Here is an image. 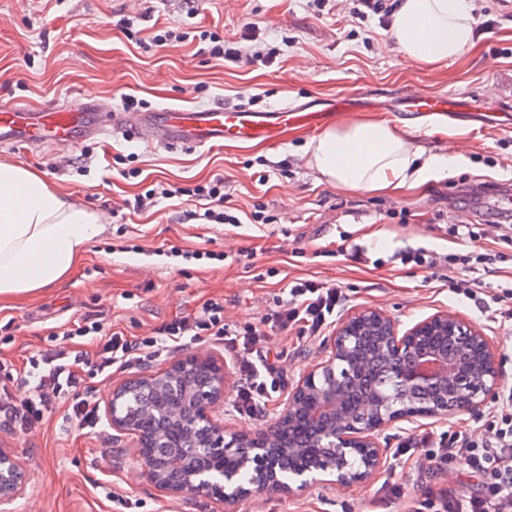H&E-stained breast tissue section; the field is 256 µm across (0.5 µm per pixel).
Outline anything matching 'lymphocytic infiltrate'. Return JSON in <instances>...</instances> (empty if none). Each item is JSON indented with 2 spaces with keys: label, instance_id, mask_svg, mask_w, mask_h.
Here are the masks:
<instances>
[{
  "label": "lymphocytic infiltrate",
  "instance_id": "lymphocytic-infiltrate-1",
  "mask_svg": "<svg viewBox=\"0 0 512 512\" xmlns=\"http://www.w3.org/2000/svg\"><path fill=\"white\" fill-rule=\"evenodd\" d=\"M186 195L206 201L203 217L214 224L236 223L226 204L229 195L223 175L186 189L157 187L135 200V209L152 204L156 197L171 198ZM344 297L338 289L329 288L312 280L295 283L288 291L285 304L274 313L237 331H229L224 324V303L208 300L190 314L177 317L156 329L154 334L138 341L129 340L124 333H104L98 320L83 318L67 328L68 337L106 335L97 363L100 372L108 373L158 357L178 347L182 340L209 337L220 343L225 352L237 358L239 385L233 401L234 411L242 416L255 417L262 413L270 387L281 382L283 374L269 361L262 343L270 332L287 331L301 326L316 333L331 323ZM30 364L34 370L32 396L16 400L8 389H0V416L17 428L35 427L54 405L62 392H76L71 414L85 427L96 428L100 422L97 405L89 396L80 395L81 379L74 370L71 354L59 350L53 354L33 355ZM420 447L434 463L459 459L482 481L480 493H459L424 498L413 512H512V389L504 391L498 407L488 413L479 436L458 435L448 442L430 447L428 439H421Z\"/></svg>",
  "mask_w": 512,
  "mask_h": 512
}]
</instances>
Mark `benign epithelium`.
<instances>
[{"instance_id": "benign-epithelium-1", "label": "benign epithelium", "mask_w": 512, "mask_h": 512, "mask_svg": "<svg viewBox=\"0 0 512 512\" xmlns=\"http://www.w3.org/2000/svg\"><path fill=\"white\" fill-rule=\"evenodd\" d=\"M214 362L207 352L172 360L159 371H143L112 390L105 418L112 430L130 438L136 469L173 498L212 496L215 463L228 457L236 470L224 473V494L215 497L224 512L274 492L311 484L360 485L385 467L387 449L379 438L389 426L417 418L478 413L501 388L502 376L490 337L448 312H438L402 331L378 309L363 308L343 321L325 344V355L288 392L271 426L249 432L224 429L226 371L222 366L202 381L189 367ZM183 380L186 390L175 405H164L153 440L167 429L184 435L178 447L163 445L159 457L142 454L139 430L119 402L130 393L160 389ZM303 413L322 425L309 440L319 448L279 440L285 422ZM248 480L238 481L240 473ZM298 482L293 486L290 481ZM23 462L0 445V512H15L30 485Z\"/></svg>"}]
</instances>
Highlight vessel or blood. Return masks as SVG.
Segmentation results:
<instances>
[{
	"label": "vessel or blood",
	"mask_w": 512,
	"mask_h": 512,
	"mask_svg": "<svg viewBox=\"0 0 512 512\" xmlns=\"http://www.w3.org/2000/svg\"><path fill=\"white\" fill-rule=\"evenodd\" d=\"M359 102L354 95L332 101L324 108L308 104L252 109L217 104L166 106L146 112H103L83 101L37 110L5 103L0 104V142L25 150L56 141L75 145L109 128L116 134L175 148L275 143L288 125L317 128L327 114L353 108ZM455 108L453 100L438 96H406L394 106L395 111L416 116H447Z\"/></svg>",
	"instance_id": "b4317fda"
}]
</instances>
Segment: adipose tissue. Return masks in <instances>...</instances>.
<instances>
[{
  "mask_svg": "<svg viewBox=\"0 0 512 512\" xmlns=\"http://www.w3.org/2000/svg\"><path fill=\"white\" fill-rule=\"evenodd\" d=\"M389 36L411 65L435 68L474 46L477 19L470 0H398ZM306 154L321 181L368 193L415 189L466 161L457 144L428 154L409 126L362 118L313 136ZM107 230L97 211L57 191L24 158L0 162V299L60 284Z\"/></svg>",
  "mask_w": 512,
  "mask_h": 512,
  "instance_id": "1",
  "label": "adipose tissue"
}]
</instances>
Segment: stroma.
<instances>
[{
  "label": "stroma",
  "mask_w": 512,
  "mask_h": 512,
  "mask_svg": "<svg viewBox=\"0 0 512 512\" xmlns=\"http://www.w3.org/2000/svg\"><path fill=\"white\" fill-rule=\"evenodd\" d=\"M478 20L475 47L452 63L418 68L394 47L377 17L357 19L355 0H0V102L38 107L93 101L125 108L168 105H245L265 109L318 103L352 93L368 96V117L403 124L392 109L406 94L445 95L461 101L447 120L413 121L426 152L457 142L467 163L450 178L391 194L344 192L319 182L304 146L311 130L291 125L280 142L246 148L215 145L171 150L105 133L71 147L64 143L25 152V159L63 192L98 211L111 230L92 242L62 284L0 302V385L16 399L29 397L30 355L68 346L62 332L78 319L97 318L106 331L128 338L152 335L163 322L198 310L211 298L224 302V322L239 330L280 308L299 278L339 288L344 321L356 309L384 311L401 328L438 312L470 322L494 343L503 388H512V299L506 312L485 311L488 296L512 289V244L486 237L494 257L490 273L401 263L406 248L438 253L473 251L469 240L447 234L452 224L512 225V0H472ZM132 19L131 31L120 20ZM175 27L190 40L150 49L154 32ZM250 50L277 47L272 65L233 64L213 58L201 31ZM223 174L238 221L199 219L194 198L158 200L136 212L129 204L149 186L204 183ZM276 216L273 224L263 215ZM477 279L473 297L456 283ZM334 332L301 327L274 331L266 346L280 354L285 385L272 392L264 413L249 418L224 400V422L240 431L273 423L288 390L322 356ZM103 335L82 339L79 372L98 406H105L128 370H96ZM212 353L229 370L220 345L203 337L174 354L148 358L141 369L165 368L173 356ZM74 395L63 392L41 425L22 431L0 422V445L31 472L18 512H218L208 498L175 499L130 465L125 437L112 429L84 428L70 416ZM484 415L420 418L386 429L380 442L395 450L422 437L439 441L480 430ZM401 490L393 495L384 483ZM480 480L451 459L388 462L373 480L352 488L317 485L295 494L274 493L244 501L238 512H407L426 496L475 491Z\"/></svg>",
  "instance_id": "1"
}]
</instances>
